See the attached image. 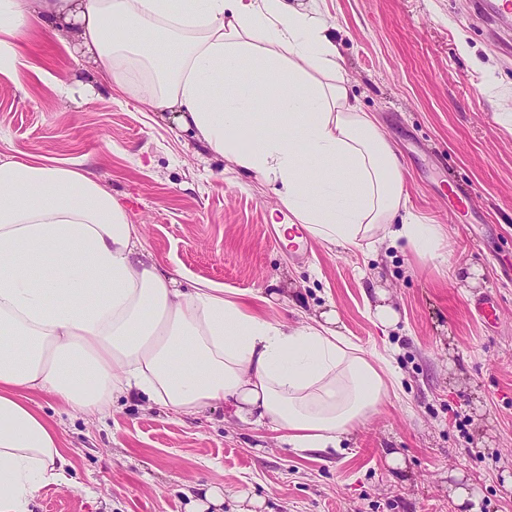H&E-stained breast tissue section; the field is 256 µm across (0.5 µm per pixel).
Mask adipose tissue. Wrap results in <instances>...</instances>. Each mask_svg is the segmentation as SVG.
Wrapping results in <instances>:
<instances>
[{
  "instance_id": "ef3b65f1",
  "label": "adipose tissue",
  "mask_w": 512,
  "mask_h": 512,
  "mask_svg": "<svg viewBox=\"0 0 512 512\" xmlns=\"http://www.w3.org/2000/svg\"><path fill=\"white\" fill-rule=\"evenodd\" d=\"M35 20L73 31L117 91L279 184L289 223L314 238L442 256L446 232L407 212L399 160L350 97L315 0H0V75L26 67ZM401 388L332 315L272 322L221 285L178 288L82 164L0 154V512L74 484L32 391L99 421L120 397L181 418L221 403L292 448L336 451Z\"/></svg>"
}]
</instances>
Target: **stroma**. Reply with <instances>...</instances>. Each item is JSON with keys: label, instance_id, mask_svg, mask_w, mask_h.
Masks as SVG:
<instances>
[{"label": "stroma", "instance_id": "1", "mask_svg": "<svg viewBox=\"0 0 512 512\" xmlns=\"http://www.w3.org/2000/svg\"><path fill=\"white\" fill-rule=\"evenodd\" d=\"M336 26L350 93L376 115L403 165L409 209L444 225L440 259L405 244L376 251L308 239L299 257L270 220L275 185L258 183L193 131L154 120L93 65L33 27L22 85L0 80V154L84 163L142 225L144 246L180 287L214 282L256 296L272 321L336 313L368 351L396 348L401 398H389L339 452H303L218 405L181 419L119 399L105 421L34 394L62 435L79 489H43L34 512H512V52L472 0H318ZM71 82L60 99L53 78ZM468 193L458 220L445 184ZM493 293L499 324L472 307ZM383 298L400 317L383 336L367 313ZM222 496L210 505L206 491Z\"/></svg>", "mask_w": 512, "mask_h": 512}]
</instances>
